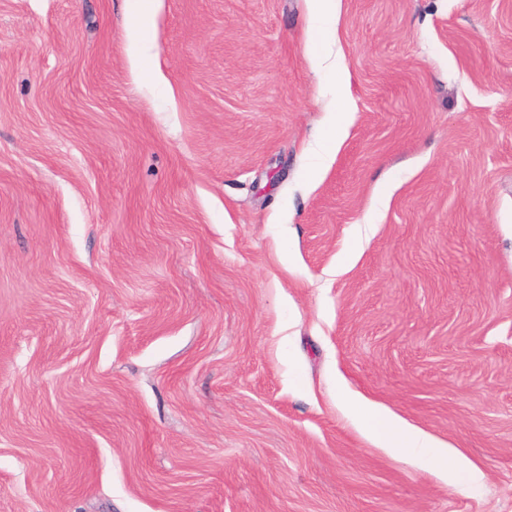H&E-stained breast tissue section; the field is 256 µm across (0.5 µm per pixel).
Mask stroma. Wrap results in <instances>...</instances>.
I'll list each match as a JSON object with an SVG mask.
<instances>
[{"label":"stroma","instance_id":"35a3bbf8","mask_svg":"<svg viewBox=\"0 0 512 512\" xmlns=\"http://www.w3.org/2000/svg\"><path fill=\"white\" fill-rule=\"evenodd\" d=\"M138 9L0 0V512H512V0ZM346 405L362 432L382 448L399 450L421 465L426 463L434 467H447L448 472V448H451L448 445L435 442L421 431L398 427L372 405L355 400L347 401ZM448 477L475 482L479 475L476 470L471 471L458 465L448 472Z\"/></svg>","mask_w":512,"mask_h":512}]
</instances>
